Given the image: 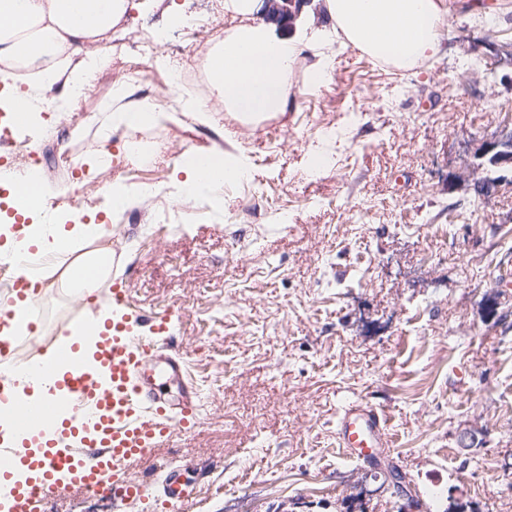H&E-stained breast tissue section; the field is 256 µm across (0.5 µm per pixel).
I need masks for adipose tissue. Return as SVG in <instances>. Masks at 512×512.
<instances>
[{"mask_svg":"<svg viewBox=\"0 0 512 512\" xmlns=\"http://www.w3.org/2000/svg\"><path fill=\"white\" fill-rule=\"evenodd\" d=\"M345 43L400 69H410L439 50L444 36L446 0H325ZM128 0H0V62L49 65L53 82L64 89L82 86L103 64L97 50L127 10ZM296 42L271 34L261 23L235 27L207 60L215 89L229 111L245 123L284 112L292 88ZM74 56L63 69L52 67L60 53ZM163 112L150 103L120 109L104 107L95 120L103 131L159 122ZM248 162L226 157L214 146L197 151L187 185L195 197L215 199L224 176L250 175ZM27 250L5 245L30 284L45 281L99 288L112 272L109 232L102 224L66 226L50 216L26 225Z\"/></svg>","mask_w":512,"mask_h":512,"instance_id":"1","label":"adipose tissue"}]
</instances>
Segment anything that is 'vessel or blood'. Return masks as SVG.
Returning <instances> with one entry per match:
<instances>
[{"label":"vessel or blood","instance_id":"obj_1","mask_svg":"<svg viewBox=\"0 0 512 512\" xmlns=\"http://www.w3.org/2000/svg\"><path fill=\"white\" fill-rule=\"evenodd\" d=\"M27 283L14 280L0 299V401L15 385L6 369L13 360L12 327ZM111 321L97 331L93 356L78 344L44 367L48 388L35 401L11 413V438L0 435V512H44L49 499L78 486L107 496L113 508L146 501L149 488L130 477V460L149 453L173 431L188 432L199 423L200 396L188 379L180 353L156 349L169 334L171 312L145 316L133 310L126 286L114 285ZM181 381V397L171 402L152 383L156 372ZM336 445L343 460L360 468L381 467L392 446L389 415L358 399L341 405L336 416ZM163 487L168 512H182L192 492L177 472Z\"/></svg>","mask_w":512,"mask_h":512}]
</instances>
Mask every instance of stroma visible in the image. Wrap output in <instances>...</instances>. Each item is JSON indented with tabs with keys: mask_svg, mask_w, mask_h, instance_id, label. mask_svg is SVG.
<instances>
[{
	"mask_svg": "<svg viewBox=\"0 0 512 512\" xmlns=\"http://www.w3.org/2000/svg\"><path fill=\"white\" fill-rule=\"evenodd\" d=\"M439 53L402 70L344 45L324 0H306L305 33L283 114L242 124L217 91L204 118L171 94L148 132L147 159L125 157L90 119L115 93L164 89L162 55L182 68L209 43V20L255 21L225 0H129L100 50L109 61L86 100L45 143L49 204L104 208L119 184L135 205L113 213L111 280L142 309H174L171 334L201 397L200 421L132 461L192 482L183 512H512V189L484 192L474 150L512 128V0H447ZM333 57L323 85L318 61ZM347 144L320 170L326 130ZM216 145L245 155L250 181L217 207L178 197L184 157ZM78 161L65 166L62 147ZM112 163L95 167L102 151ZM160 208L156 233L147 217ZM73 289L39 299L34 347L54 346L74 314L98 310ZM365 399L386 409L389 461L415 506L339 458L336 412Z\"/></svg>",
	"mask_w": 512,
	"mask_h": 512,
	"instance_id": "1",
	"label": "stroma"
}]
</instances>
